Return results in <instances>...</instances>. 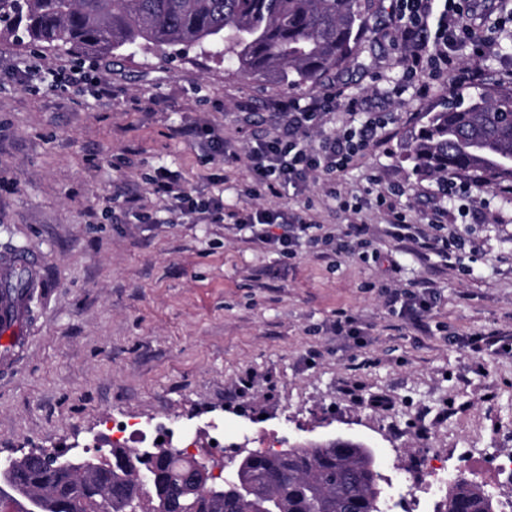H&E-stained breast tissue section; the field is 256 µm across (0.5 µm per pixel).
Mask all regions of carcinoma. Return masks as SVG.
I'll use <instances>...</instances> for the list:
<instances>
[{
  "label": "carcinoma",
  "mask_w": 512,
  "mask_h": 512,
  "mask_svg": "<svg viewBox=\"0 0 512 512\" xmlns=\"http://www.w3.org/2000/svg\"><path fill=\"white\" fill-rule=\"evenodd\" d=\"M364 0H0V40L24 47L64 48L87 56L115 57L130 47L169 54L175 49L222 47L247 76L315 87L333 69L354 59L366 36ZM411 174L438 181L471 173L484 186L512 185V89L489 84L461 93L431 112L402 147ZM248 476L263 498L241 499L224 486V497L200 493L195 512H383L381 473L363 448H294L288 458L254 452ZM132 452L112 450V468L95 475L20 465L13 483L21 489L62 492L45 512H153L140 500ZM151 495L162 512H184L175 489L187 470L181 459L153 464ZM437 512H495L483 487L458 478Z\"/></svg>",
  "instance_id": "carcinoma-1"
}]
</instances>
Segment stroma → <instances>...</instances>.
Returning <instances> with one entry per match:
<instances>
[{
  "instance_id": "1",
  "label": "stroma",
  "mask_w": 512,
  "mask_h": 512,
  "mask_svg": "<svg viewBox=\"0 0 512 512\" xmlns=\"http://www.w3.org/2000/svg\"><path fill=\"white\" fill-rule=\"evenodd\" d=\"M397 0H369L368 40L353 63L330 71L342 100L359 110L330 113L332 135L386 123L375 143L339 177L317 174L303 195L256 196L245 151L282 118L290 88L245 76L235 61L199 51L170 61L137 48L124 60L95 57L89 74L112 84L111 99L90 84L55 86L52 69L72 66L62 49L30 54L0 40L7 62L38 67L27 86L0 80V253L39 255L47 288L28 348L0 378V459L44 450L134 448L111 433L113 420L155 425L183 420L186 445L207 448L213 424L225 448L280 450L341 437L372 448L382 497L400 508L396 470L437 459L466 469L512 506V352L459 345L474 333H512V194L443 199L437 181L407 174L399 146L441 109L446 81L419 96L408 83L396 33ZM477 34L497 40L481 60L487 79L512 86V0H481ZM207 126L239 156L225 162ZM182 172L202 197L223 195L225 212H309L342 229L343 203L369 227L367 260L302 245L288 259L252 244L230 224H193L152 193V171ZM403 186L396 205L408 221L444 224L467 246L450 260L395 247L382 234L378 190ZM393 254L398 271L376 262ZM433 289L437 306L422 321L392 313L382 286ZM367 338L356 346L333 333L338 313ZM387 405H376L378 397Z\"/></svg>"
}]
</instances>
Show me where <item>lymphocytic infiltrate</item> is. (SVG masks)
I'll use <instances>...</instances> for the list:
<instances>
[{"label": "lymphocytic infiltrate", "mask_w": 512, "mask_h": 512, "mask_svg": "<svg viewBox=\"0 0 512 512\" xmlns=\"http://www.w3.org/2000/svg\"><path fill=\"white\" fill-rule=\"evenodd\" d=\"M426 0H400V38L405 49L403 69L409 79L418 83L420 94H427L434 78L452 73L456 86H472L484 79L482 71L459 67L450 52L452 44L466 42L474 56L486 55L490 42L475 38L470 27L460 25L464 15L473 13L476 0H448V7L438 21L437 40H428L425 32L428 15ZM337 93L329 88L306 99L288 97L276 103L284 122L281 132L273 137L255 139L247 150V158L257 187L272 194L289 188L301 194L308 177L316 172L344 173L354 160L374 143L381 122L367 119L361 128H345L338 136H319L318 131L327 112L336 105ZM154 193L169 198L179 213L194 223H223L224 200L219 196L199 197L188 189L180 171L167 167L155 169L149 178ZM238 230L249 233L251 242L284 257H294L302 242L325 247L335 254H354V241L368 232L367 225L351 224L345 231L325 230L322 224L297 213L282 215L275 210L242 211L233 214ZM283 226V234L272 231ZM386 237L396 243H411L416 254L435 250L449 257L465 246L462 236L442 234L439 224H410L396 210L388 212Z\"/></svg>", "instance_id": "obj_1"}]
</instances>
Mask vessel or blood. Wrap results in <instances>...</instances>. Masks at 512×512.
<instances>
[{"label": "vessel or blood", "instance_id": "b4317fda", "mask_svg": "<svg viewBox=\"0 0 512 512\" xmlns=\"http://www.w3.org/2000/svg\"><path fill=\"white\" fill-rule=\"evenodd\" d=\"M0 280L9 290L0 292V372H10L27 349L21 328L36 294L44 286L38 257L28 254H0Z\"/></svg>", "mask_w": 512, "mask_h": 512}]
</instances>
